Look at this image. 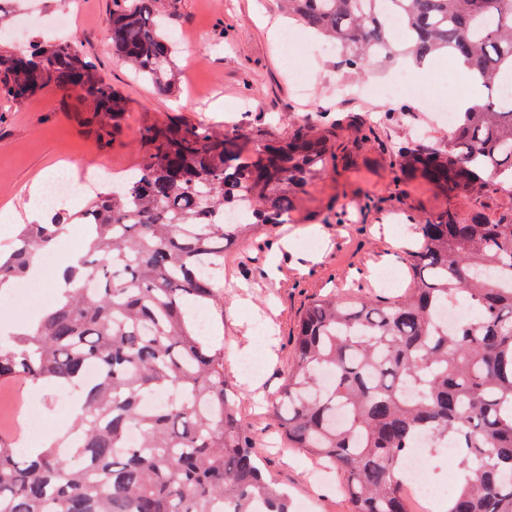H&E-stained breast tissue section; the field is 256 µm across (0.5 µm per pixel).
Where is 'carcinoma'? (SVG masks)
Segmentation results:
<instances>
[{
  "label": "carcinoma",
  "mask_w": 512,
  "mask_h": 512,
  "mask_svg": "<svg viewBox=\"0 0 512 512\" xmlns=\"http://www.w3.org/2000/svg\"><path fill=\"white\" fill-rule=\"evenodd\" d=\"M281 2L336 43L348 70L446 52L485 95L456 115L445 143L413 141L393 159L395 187L415 175L449 200L473 198L474 210L415 218L403 298L331 294L305 309L273 425L289 447L344 473L352 512H411L402 463L423 434L455 448L446 512H512V207L491 214L482 202L491 186L512 188V98L498 93L512 80V0ZM113 3V49L170 91L176 44L157 0ZM77 83L97 103L99 139L113 140L126 102L75 45L0 48L6 103ZM344 125L359 146L375 142L355 114L318 112L285 137L178 117L146 124L140 163L120 188L20 226L0 252V286L28 275L71 221L85 236L54 302L0 342V384L73 387L80 414L38 451L0 433V512H253L257 502L291 512L228 396L224 346L210 342L206 314L222 307L226 252L294 223L298 194L348 162L332 149ZM240 210L244 221L225 223ZM459 298L476 315L450 327L443 314Z\"/></svg>",
  "instance_id": "obj_1"
}]
</instances>
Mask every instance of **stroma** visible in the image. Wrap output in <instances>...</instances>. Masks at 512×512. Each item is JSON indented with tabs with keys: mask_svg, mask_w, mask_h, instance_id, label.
Wrapping results in <instances>:
<instances>
[{
	"mask_svg": "<svg viewBox=\"0 0 512 512\" xmlns=\"http://www.w3.org/2000/svg\"><path fill=\"white\" fill-rule=\"evenodd\" d=\"M158 8L177 39L179 77L166 93L135 78L113 50L112 0H5L0 5V27H13L20 16L27 19L23 42L5 37L0 45L25 51L75 43L127 105L123 134L110 145L96 135L90 123L94 101L82 93L49 88L0 106V210L23 211L33 181L53 168L77 176L132 170L141 156L140 127L173 115L217 129L244 117L255 126L272 121L283 134L308 112H355L375 125L376 143L361 151L353 133H338L339 151L353 153L355 163L322 176L300 194L296 223L276 234H257L229 255L224 322L216 327L225 362L257 357L263 363L253 383L232 372L227 379L244 424L259 437L267 473L311 512H352L340 471L322 470L301 449L276 447L268 404L294 358L291 338L313 300L333 292L403 295L410 281L404 260L393 262L401 274L394 288H380L371 269L392 253V238H409V216L447 207L461 215L471 211V198L446 200L419 179L394 186L391 162L398 150L421 136L445 140L448 127L407 96L388 110L377 97L330 99V86L353 83V76L337 68L335 53L320 50L315 37L285 55L281 34L296 23L276 0H160ZM292 60L303 73L306 95L298 94L288 73ZM23 397L32 398L44 428L70 423L73 392L0 385V409L6 399Z\"/></svg>",
	"mask_w": 512,
	"mask_h": 512,
	"instance_id": "35a3bbf8",
	"label": "stroma"
}]
</instances>
